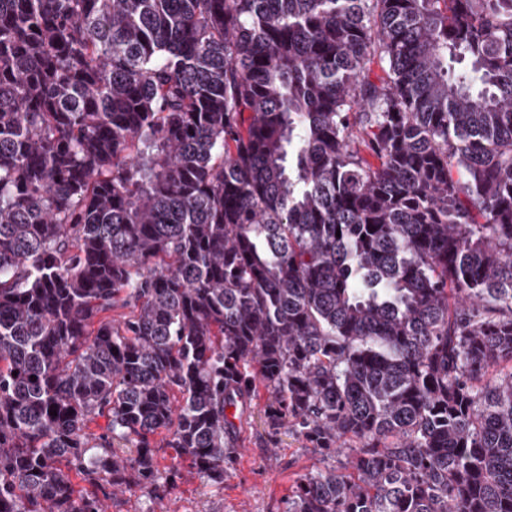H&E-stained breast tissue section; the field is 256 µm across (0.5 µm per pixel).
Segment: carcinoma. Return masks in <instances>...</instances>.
I'll return each instance as SVG.
<instances>
[{
	"label": "carcinoma",
	"instance_id": "obj_1",
	"mask_svg": "<svg viewBox=\"0 0 512 512\" xmlns=\"http://www.w3.org/2000/svg\"><path fill=\"white\" fill-rule=\"evenodd\" d=\"M261 387L288 512H512V0H0V512Z\"/></svg>",
	"mask_w": 512,
	"mask_h": 512
}]
</instances>
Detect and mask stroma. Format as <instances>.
<instances>
[{
  "label": "stroma",
  "mask_w": 512,
  "mask_h": 512,
  "mask_svg": "<svg viewBox=\"0 0 512 512\" xmlns=\"http://www.w3.org/2000/svg\"><path fill=\"white\" fill-rule=\"evenodd\" d=\"M268 403L259 392L238 421L239 448L223 484L178 477L150 495L113 497L109 512H286L295 483L324 469L327 459L289 424H271Z\"/></svg>",
  "instance_id": "stroma-1"
}]
</instances>
